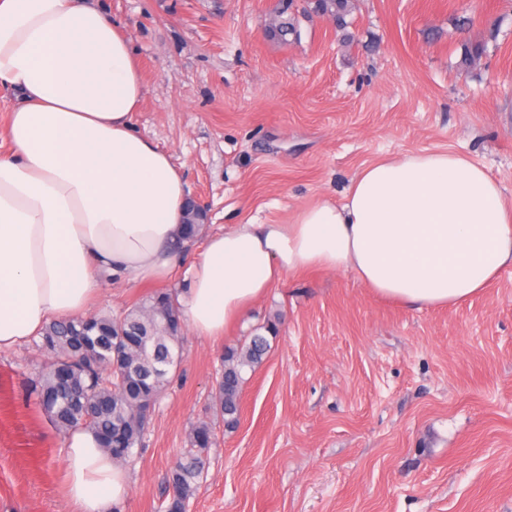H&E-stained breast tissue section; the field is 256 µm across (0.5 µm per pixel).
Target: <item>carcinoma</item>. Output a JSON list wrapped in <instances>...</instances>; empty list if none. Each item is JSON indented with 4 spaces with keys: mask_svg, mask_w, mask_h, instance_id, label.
<instances>
[{
    "mask_svg": "<svg viewBox=\"0 0 512 512\" xmlns=\"http://www.w3.org/2000/svg\"><path fill=\"white\" fill-rule=\"evenodd\" d=\"M351 0H312V11L331 16L344 27ZM277 38L297 34L290 0H279ZM183 319L175 294L156 290L118 316L53 320L41 331L36 346L46 360L36 387L41 410L61 433L93 431L112 460L127 465L138 456L146 423L138 413L144 400H159L179 364L166 357L181 355ZM270 349L269 337L255 333L224 349L221 372L212 392V407L224 427L239 423L245 375L254 372ZM96 403L87 416L85 396ZM213 426L191 427L180 459L169 470L163 492L166 512H184L199 487L206 456L213 445Z\"/></svg>",
    "mask_w": 512,
    "mask_h": 512,
    "instance_id": "cac0c4a2",
    "label": "carcinoma"
}]
</instances>
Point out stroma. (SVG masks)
Returning a JSON list of instances; mask_svg holds the SVG:
<instances>
[{
    "label": "stroma",
    "instance_id": "stroma-1",
    "mask_svg": "<svg viewBox=\"0 0 512 512\" xmlns=\"http://www.w3.org/2000/svg\"><path fill=\"white\" fill-rule=\"evenodd\" d=\"M278 0H99L141 66L136 130L168 151L205 236L285 224L342 201L364 165L447 149L512 202V0H352L350 24L305 14L283 42ZM481 55L461 65L463 46ZM106 285L95 314L153 291ZM236 429L211 406L225 347L270 321ZM114 512H161L191 426L215 443L188 512H512V268L463 305L419 310L352 274L271 288L223 339L185 331ZM43 356L0 351V512H75L65 436L36 405Z\"/></svg>",
    "mask_w": 512,
    "mask_h": 512
}]
</instances>
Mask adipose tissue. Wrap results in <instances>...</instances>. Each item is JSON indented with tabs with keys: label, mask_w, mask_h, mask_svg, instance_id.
Segmentation results:
<instances>
[{
	"label": "adipose tissue",
	"mask_w": 512,
	"mask_h": 512,
	"mask_svg": "<svg viewBox=\"0 0 512 512\" xmlns=\"http://www.w3.org/2000/svg\"><path fill=\"white\" fill-rule=\"evenodd\" d=\"M0 85L15 92L0 154V350L50 319L84 314L108 283L168 279L193 333L223 338L291 275L348 272L380 296L457 306L512 268V210L466 156L420 151L372 162L342 203L287 224H234L194 259L186 194L171 155L133 124L145 93L119 23L97 0H0ZM78 512H109L123 470L77 431L64 442Z\"/></svg>",
	"instance_id": "1"
}]
</instances>
